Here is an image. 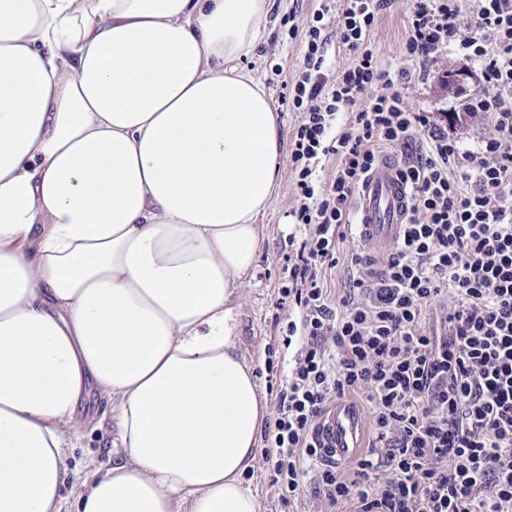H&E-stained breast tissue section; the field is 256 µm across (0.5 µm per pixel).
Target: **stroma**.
Returning <instances> with one entry per match:
<instances>
[{"mask_svg":"<svg viewBox=\"0 0 512 512\" xmlns=\"http://www.w3.org/2000/svg\"><path fill=\"white\" fill-rule=\"evenodd\" d=\"M274 21L264 32L254 54L244 65L263 79L278 112L283 140H290L299 121L298 113L288 106L289 83L295 82L304 55L302 36H289L287 20L305 25L322 8L323 0H276ZM411 5L410 0H390L382 11L373 31V48L380 67L412 71L408 101L416 110L431 113L434 121L447 126L449 137L472 148L489 136L491 126L485 117L460 113L449 120V108L465 99L487 92L480 68L455 52H448L425 78L416 76L417 65L402 49L405 40L404 22ZM280 186L264 215V239L258 264L249 282L242 290L240 308L241 333L238 347L255 365L257 381L267 404H275L278 389L293 365V350L284 345L286 325L295 308L282 304L280 289L284 278L282 258L291 250L290 238H303L304 229L293 224L288 212L296 204L291 172L287 157H280ZM77 414L82 428L72 439L67 450L68 477L63 490L64 498L72 492L85 474L107 467L115 427L112 410L106 399L91 395L80 405ZM242 480L255 494L260 512H322L324 502L313 483H306L296 499H282L279 490L270 483V476L262 461Z\"/></svg>","mask_w":512,"mask_h":512,"instance_id":"1","label":"stroma"}]
</instances>
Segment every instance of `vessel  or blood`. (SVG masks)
<instances>
[{
	"mask_svg": "<svg viewBox=\"0 0 512 512\" xmlns=\"http://www.w3.org/2000/svg\"><path fill=\"white\" fill-rule=\"evenodd\" d=\"M397 158L382 159L360 187L356 199V225L360 239L371 247V267H378L398 238L409 212V191L401 181ZM360 420L356 411L336 405L323 423V440L329 460L344 465L356 450Z\"/></svg>",
	"mask_w": 512,
	"mask_h": 512,
	"instance_id": "1",
	"label": "vessel or blood"
}]
</instances>
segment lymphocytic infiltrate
Instances as JSON below:
<instances>
[{
    "mask_svg": "<svg viewBox=\"0 0 512 512\" xmlns=\"http://www.w3.org/2000/svg\"><path fill=\"white\" fill-rule=\"evenodd\" d=\"M387 0H343L339 40L353 63L335 78L316 13L304 29L300 76L288 91L300 114L288 166L307 233L288 257L280 294L298 317L297 359L264 431L263 462L283 498L314 476L324 512H512V0H481L478 34L458 38L460 0H411L406 54L430 69L448 49L475 62L489 94L466 111L489 115L475 148L406 102V70L377 63L370 34ZM414 146L399 170L410 193L378 278L354 279L332 302L325 272L352 226V200L378 146ZM335 156L331 178L321 158ZM434 324L426 311L443 295ZM370 405L378 455L352 473L325 465L317 438L330 403Z\"/></svg>",
    "mask_w": 512,
    "mask_h": 512,
    "instance_id": "obj_1",
    "label": "lymphocytic infiltrate"
}]
</instances>
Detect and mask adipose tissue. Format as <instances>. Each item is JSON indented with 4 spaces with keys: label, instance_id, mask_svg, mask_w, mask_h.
<instances>
[{
    "label": "adipose tissue",
    "instance_id": "obj_1",
    "mask_svg": "<svg viewBox=\"0 0 512 512\" xmlns=\"http://www.w3.org/2000/svg\"><path fill=\"white\" fill-rule=\"evenodd\" d=\"M275 0H0V512H259L240 290L280 182L253 54ZM77 414L82 428L67 449L68 477L62 494L65 498L63 511H68L72 490L78 487L85 474L107 467L115 433L111 405L95 391L80 405Z\"/></svg>",
    "mask_w": 512,
    "mask_h": 512
}]
</instances>
